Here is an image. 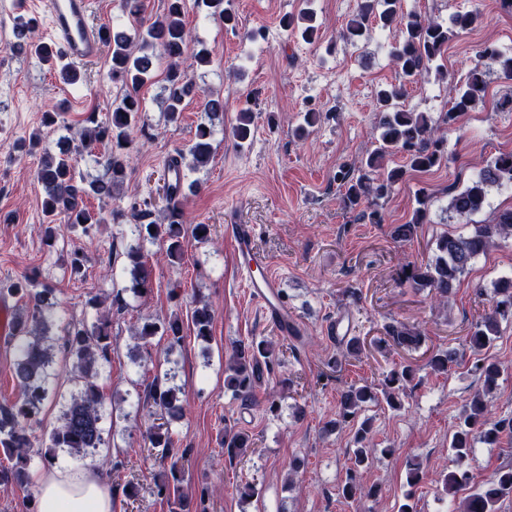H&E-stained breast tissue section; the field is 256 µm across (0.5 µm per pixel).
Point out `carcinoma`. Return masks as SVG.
Here are the masks:
<instances>
[{"label": "carcinoma", "mask_w": 512, "mask_h": 512, "mask_svg": "<svg viewBox=\"0 0 512 512\" xmlns=\"http://www.w3.org/2000/svg\"><path fill=\"white\" fill-rule=\"evenodd\" d=\"M193 5L218 18L225 26L236 28V16L224 7V0H194ZM121 8L133 20L131 28L126 30L119 25L102 24L110 78L119 86L120 94L110 104L105 120H90L92 126L83 128L80 133L81 147L89 149L101 144L106 148L105 175L86 184L76 180L75 156L80 146H75L71 139H60L41 152L36 180L44 192L42 224L44 241L49 246L58 239L59 217L63 218L67 228L79 229L84 234L104 221L101 213L89 207L88 198L110 199L112 191L124 183L130 166L132 132L137 124L143 122L146 112L141 90L154 77L159 62L166 63L167 118L170 122L181 120L185 100L196 94L195 85L181 67L188 50L183 20L187 0H167L164 14L152 21L142 17V0H121ZM479 17L476 11L460 12L452 17L448 27L430 16L403 12L400 0H360L358 11L342 31V37L355 40L364 36L373 18L379 20L382 28L396 32L389 54L400 71L402 81L391 83L377 92V112L380 115L378 145L360 161L358 175L342 169L336 173V179L343 188L344 207L354 210L366 200L375 206L367 214L369 221L381 223L382 217L376 209L378 201L392 192L407 170L427 172L447 164L444 131L459 116L484 101L486 74L494 71L512 80V56L504 54L495 43L487 42L478 52V63L466 82L451 89L447 111L435 118L428 112H413L401 106L406 84L420 79L432 69L439 76L444 74L439 60L453 30L469 29ZM281 23L295 30L308 43L318 37L319 25L311 10L301 12L297 18L284 17ZM37 27L38 24L30 19L18 24L15 27L18 42L13 48L29 51L57 73L63 83L79 84L81 74L63 63L50 43L36 39ZM205 111L208 122L197 125L194 140L187 149L190 156L188 168L192 171L207 167L212 159L214 127L215 123L223 121L224 101L218 97L208 99ZM252 127L253 112L248 108L240 110L233 127V136L239 144L250 140ZM398 154L405 165L387 167L386 158ZM504 184H512V151L494 156L463 188H450L447 211L467 221L487 205L489 190ZM164 200L163 218L147 223L143 222V215L134 206L128 213L123 209L110 211L112 223L119 228V234H124L127 226L135 236L136 244L129 246L126 252L131 279L127 290L139 297L147 293L153 279V267L143 260V242L161 244L168 260L179 262L183 258L186 236L190 235L202 243L211 241L210 225L186 223L183 195L166 189ZM428 211L429 196L421 192L415 197L411 219L394 228V237L401 241L410 240L416 225L426 223ZM505 239H512V208L495 211L489 222L475 225L474 231L466 236H441L435 258L424 265L405 264L400 270V278L415 288L429 289L432 298L446 302L454 282L471 262ZM7 291L18 297L21 305L8 319L10 331L5 337V343L15 356L19 388L15 401L0 406V452L9 460V465L0 466V486L5 489L29 484V450L35 445L32 425L49 396L53 350L60 341L73 359L72 371L78 390L64 405L60 425L49 435L44 458L48 461L54 459L58 449L76 456H93L105 445L103 398L97 379L99 367L108 361L112 346L111 317L105 313L91 323L84 320L72 323L63 339L56 338L52 333L55 289L40 281L36 273L26 274L9 284ZM502 319L512 320L511 277H504L495 284L489 308L471 325L470 348L479 351L499 336ZM192 323L196 338L208 341L212 324L208 305L199 303L195 306ZM158 334L167 337L172 347L180 344L183 341L180 319L176 316L162 320L146 319L134 331L135 338L140 340ZM386 335L391 346L410 352L420 348L424 331L414 326L390 325L386 328ZM456 357L457 352L453 349L441 351L430 357L429 365L435 372L446 373L448 365L455 362ZM276 359V347L270 342L233 343L224 367L225 387L238 398L252 399L256 382L264 377V372L271 370ZM475 371L482 380V389L466 404L462 421L450 441L456 468L442 475L441 482L444 493L448 495L468 490L459 512H495V505L512 494V466L501 468L492 481L480 484L473 482L466 464L474 441L496 446L503 437H511L512 418L494 420L491 415L489 395L501 376V367L495 362L483 361L475 365ZM413 376L414 370L407 365L387 375L379 392L370 385H362L353 386L341 395L340 420L357 423L353 468L341 487L344 498L360 499L376 494V488L363 485L356 476V472L366 467L376 452L372 442V419L360 417L364 404L381 396L388 407L400 408L401 394ZM174 379V374L166 372L163 380L156 382L151 389L141 408L147 411L148 416L163 420L161 424L149 426L145 432L148 447L159 449L161 455L170 460L168 471L172 481L159 485V492L166 495L171 512H185L187 496L179 480L183 455L176 449L171 429V423L185 415L181 399L184 387L173 383ZM253 446L254 440L248 433L224 429V447L229 458H243Z\"/></svg>", "instance_id": "obj_1"}]
</instances>
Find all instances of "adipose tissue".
I'll use <instances>...</instances> for the list:
<instances>
[{
  "label": "adipose tissue",
  "mask_w": 512,
  "mask_h": 512,
  "mask_svg": "<svg viewBox=\"0 0 512 512\" xmlns=\"http://www.w3.org/2000/svg\"><path fill=\"white\" fill-rule=\"evenodd\" d=\"M38 512H112V494L97 470L49 466L32 474Z\"/></svg>",
  "instance_id": "ef3b65f1"
}]
</instances>
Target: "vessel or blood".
<instances>
[{
	"label": "vessel or blood",
	"mask_w": 512,
	"mask_h": 512,
	"mask_svg": "<svg viewBox=\"0 0 512 512\" xmlns=\"http://www.w3.org/2000/svg\"><path fill=\"white\" fill-rule=\"evenodd\" d=\"M37 5L47 12L53 38L72 65L96 60L103 54V35L88 21L89 0H37ZM231 232L236 252L246 257L249 265L263 271L260 278L246 277L245 286L250 296L262 313L278 324L283 334L295 333V323L289 319L288 308L281 298L280 280L267 271L264 255L254 247V226L235 224Z\"/></svg>",
	"instance_id": "vessel-or-blood-1"
}]
</instances>
